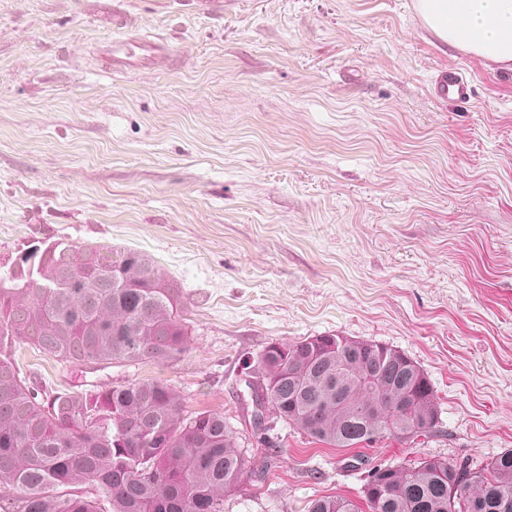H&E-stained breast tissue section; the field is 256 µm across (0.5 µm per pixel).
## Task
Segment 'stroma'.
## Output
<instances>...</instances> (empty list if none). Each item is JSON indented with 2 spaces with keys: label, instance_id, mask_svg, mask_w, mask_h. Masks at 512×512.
Segmentation results:
<instances>
[{
  "label": "stroma",
  "instance_id": "obj_1",
  "mask_svg": "<svg viewBox=\"0 0 512 512\" xmlns=\"http://www.w3.org/2000/svg\"><path fill=\"white\" fill-rule=\"evenodd\" d=\"M417 0H127L179 63L108 78L110 0H0V273L49 239L134 250L188 301L161 365L17 353L43 391L148 377L222 412L256 468L224 512L359 500L382 461L512 448V71L441 43ZM459 68L474 96L437 99ZM335 334L398 348L440 430L359 452L252 424L247 359Z\"/></svg>",
  "mask_w": 512,
  "mask_h": 512
}]
</instances>
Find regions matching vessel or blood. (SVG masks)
Masks as SVG:
<instances>
[{
	"label": "vessel or blood",
	"mask_w": 512,
	"mask_h": 512,
	"mask_svg": "<svg viewBox=\"0 0 512 512\" xmlns=\"http://www.w3.org/2000/svg\"><path fill=\"white\" fill-rule=\"evenodd\" d=\"M112 28L113 36L98 45L94 53L96 72L112 77L150 71L173 62L176 56L174 47L163 38L143 35L130 27L123 12L113 11ZM435 92L439 99L467 103L473 87L457 68L451 67L437 78Z\"/></svg>",
	"instance_id": "1"
}]
</instances>
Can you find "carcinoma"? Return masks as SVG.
I'll use <instances>...</instances> for the list:
<instances>
[{
    "label": "carcinoma",
    "instance_id": "1",
    "mask_svg": "<svg viewBox=\"0 0 512 512\" xmlns=\"http://www.w3.org/2000/svg\"><path fill=\"white\" fill-rule=\"evenodd\" d=\"M36 259L70 288L31 287L27 266L0 275V512H224L254 461L224 413L195 411L151 378L106 391L39 395L17 345L64 363L164 364L187 350V301L142 255L47 240ZM255 427L281 422L332 448L438 432L427 374L404 352L334 334L270 343L257 355ZM364 506L339 496L308 512H512V449L486 462H381Z\"/></svg>",
    "mask_w": 512,
    "mask_h": 512
}]
</instances>
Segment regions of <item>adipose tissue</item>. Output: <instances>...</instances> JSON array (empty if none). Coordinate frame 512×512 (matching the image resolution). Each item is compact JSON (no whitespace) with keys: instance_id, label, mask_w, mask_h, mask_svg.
<instances>
[{"instance_id":"1","label":"adipose tissue","mask_w":512,"mask_h":512,"mask_svg":"<svg viewBox=\"0 0 512 512\" xmlns=\"http://www.w3.org/2000/svg\"><path fill=\"white\" fill-rule=\"evenodd\" d=\"M442 43L512 70V0H417Z\"/></svg>"}]
</instances>
